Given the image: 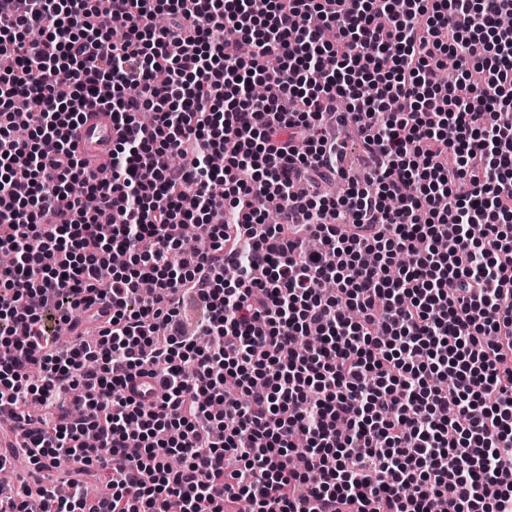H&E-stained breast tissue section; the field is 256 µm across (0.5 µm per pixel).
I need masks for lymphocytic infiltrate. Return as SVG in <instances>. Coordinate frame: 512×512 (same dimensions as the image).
<instances>
[{
  "mask_svg": "<svg viewBox=\"0 0 512 512\" xmlns=\"http://www.w3.org/2000/svg\"><path fill=\"white\" fill-rule=\"evenodd\" d=\"M511 13L0 0V471L67 489L0 512H512ZM99 107L107 180L69 138Z\"/></svg>",
  "mask_w": 512,
  "mask_h": 512,
  "instance_id": "obj_1",
  "label": "lymphocytic infiltrate"
}]
</instances>
